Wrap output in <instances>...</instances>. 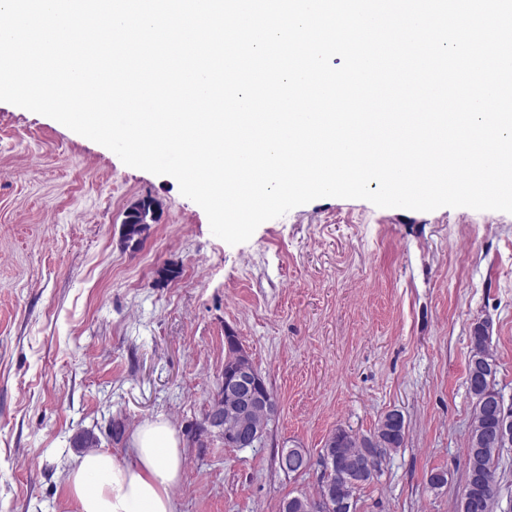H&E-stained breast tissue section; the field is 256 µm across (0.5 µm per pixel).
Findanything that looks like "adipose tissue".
Returning <instances> with one entry per match:
<instances>
[{
    "label": "adipose tissue",
    "mask_w": 512,
    "mask_h": 512,
    "mask_svg": "<svg viewBox=\"0 0 512 512\" xmlns=\"http://www.w3.org/2000/svg\"><path fill=\"white\" fill-rule=\"evenodd\" d=\"M184 450L164 415L139 425L122 454L90 449L71 459L68 491L76 512H177Z\"/></svg>",
    "instance_id": "adipose-tissue-1"
}]
</instances>
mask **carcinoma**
<instances>
[{
	"label": "carcinoma",
	"mask_w": 512,
	"mask_h": 512,
	"mask_svg": "<svg viewBox=\"0 0 512 512\" xmlns=\"http://www.w3.org/2000/svg\"><path fill=\"white\" fill-rule=\"evenodd\" d=\"M154 218L151 199L143 198L126 212L122 234L126 243L136 245L149 221ZM471 351L466 368L467 390L473 400L471 429L468 436L465 493L460 512H483V503L490 497L489 480L496 479L495 460L501 449L492 440L504 414L503 405L490 396L491 384L498 371V363L490 349L488 325L478 323L470 336ZM392 413L379 419L373 433L362 438L353 437L338 428L332 433V444L322 448V457L333 464L328 475L332 492L336 495L334 512H351L350 501L355 499L356 490L371 483L377 475L359 476L354 469L366 454L380 449L382 454L401 446L405 436V423L390 424ZM309 458L303 450H281L278 456L279 468L297 473L306 468Z\"/></svg>",
	"instance_id": "1"
}]
</instances>
